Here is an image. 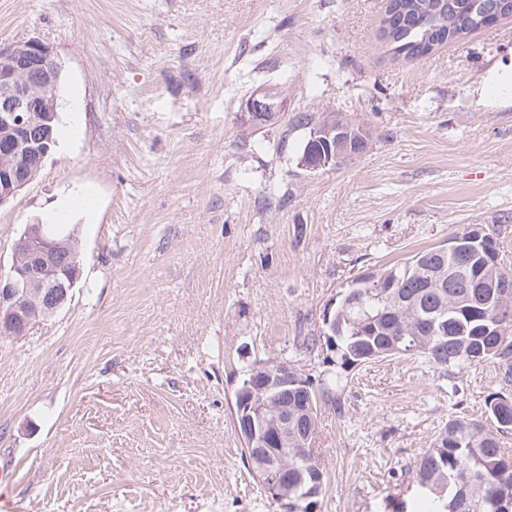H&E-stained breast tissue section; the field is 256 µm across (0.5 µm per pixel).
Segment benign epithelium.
I'll return each mask as SVG.
<instances>
[{
    "instance_id": "7a95c632",
    "label": "benign epithelium",
    "mask_w": 512,
    "mask_h": 512,
    "mask_svg": "<svg viewBox=\"0 0 512 512\" xmlns=\"http://www.w3.org/2000/svg\"><path fill=\"white\" fill-rule=\"evenodd\" d=\"M61 66L51 48L37 39L0 47V205L32 182L51 156L58 118ZM288 111L276 88L252 93L241 104L240 121L247 125L271 112ZM352 124L330 114L310 133L320 152L301 158V166L317 171L357 155ZM77 259L74 233L63 234L49 224H33L15 241L8 273L0 276V333L21 336L28 326L63 307L79 280V272L61 280L51 269L60 255ZM307 378L304 370L279 360L274 367L258 362L242 373L236 429L245 448L288 446V404L282 395L288 386ZM288 453L262 465L257 482L271 498L288 501Z\"/></svg>"
}]
</instances>
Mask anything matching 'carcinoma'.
I'll use <instances>...</instances> for the list:
<instances>
[{
    "label": "carcinoma",
    "mask_w": 512,
    "mask_h": 512,
    "mask_svg": "<svg viewBox=\"0 0 512 512\" xmlns=\"http://www.w3.org/2000/svg\"><path fill=\"white\" fill-rule=\"evenodd\" d=\"M485 0H389L380 38L394 58L414 60L485 27ZM472 225L458 234L470 237ZM472 238V237H470ZM470 248L452 255L443 246L422 249L382 272L383 287L346 288L336 305V327L329 329L328 361L346 373L392 356L419 357L435 369H462L512 355V269L502 267L498 307L476 279L490 270V254L502 253L496 230L472 238ZM310 380L288 387V447L313 440L319 399ZM487 408L498 428L512 430V398L493 396ZM288 457V484L299 485L288 498V512H318L326 477L314 462ZM416 498L388 502L391 512H505L512 503V455L484 426L455 417L435 436L415 466Z\"/></svg>",
    "instance_id": "cac0c4a2"
}]
</instances>
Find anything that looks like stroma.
Returning a JSON list of instances; mask_svg holds the SVG:
<instances>
[{
	"label": "stroma",
	"mask_w": 512,
	"mask_h": 512,
	"mask_svg": "<svg viewBox=\"0 0 512 512\" xmlns=\"http://www.w3.org/2000/svg\"><path fill=\"white\" fill-rule=\"evenodd\" d=\"M386 0H0V46L62 65L56 149L0 205V272L63 195L82 278L53 316L0 335V472L24 512H284L237 435L242 366L291 355L357 277L495 227L512 265V18L416 60L380 39ZM375 130L343 164H300L308 131L245 133L242 100ZM313 438L319 512H382L455 416L512 397V359L448 375L420 358L337 374ZM270 112H288L287 101L276 88H265L252 93L241 104L240 121L248 125L266 119Z\"/></svg>",
	"instance_id": "1"
}]
</instances>
